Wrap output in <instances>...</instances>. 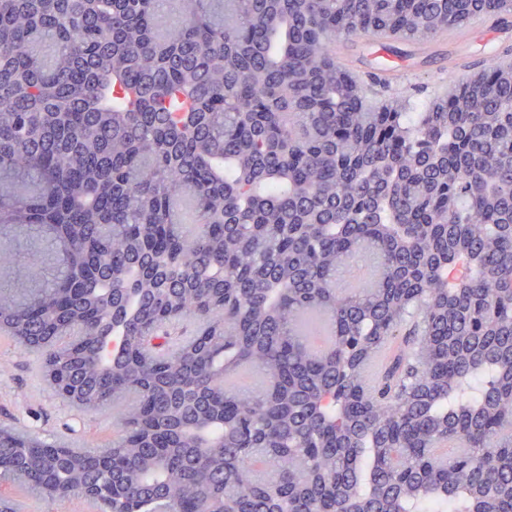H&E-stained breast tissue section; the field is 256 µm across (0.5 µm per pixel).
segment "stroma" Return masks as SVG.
<instances>
[{
    "label": "stroma",
    "mask_w": 512,
    "mask_h": 512,
    "mask_svg": "<svg viewBox=\"0 0 512 512\" xmlns=\"http://www.w3.org/2000/svg\"><path fill=\"white\" fill-rule=\"evenodd\" d=\"M488 42L484 33L468 31L459 40L434 39L396 53L363 37L339 41V66L358 80L376 71L386 79L388 95L411 98L420 104L434 98L435 88L448 79V68L482 57ZM116 413L106 409L83 413L57 396L44 381L34 355L0 335V427L25 430L47 441L66 440L82 448L88 442L111 443L117 434ZM0 494L8 496L16 512H97L86 499H51L0 480Z\"/></svg>",
    "instance_id": "1"
}]
</instances>
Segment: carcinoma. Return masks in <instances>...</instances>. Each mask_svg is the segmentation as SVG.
Wrapping results in <instances>:
<instances>
[{"mask_svg":"<svg viewBox=\"0 0 512 512\" xmlns=\"http://www.w3.org/2000/svg\"><path fill=\"white\" fill-rule=\"evenodd\" d=\"M161 2L0 0V333L118 429L0 427V478L99 512H512V66L370 110L335 59L512 0H175L160 34Z\"/></svg>","mask_w":512,"mask_h":512,"instance_id":"carcinoma-1","label":"carcinoma"}]
</instances>
